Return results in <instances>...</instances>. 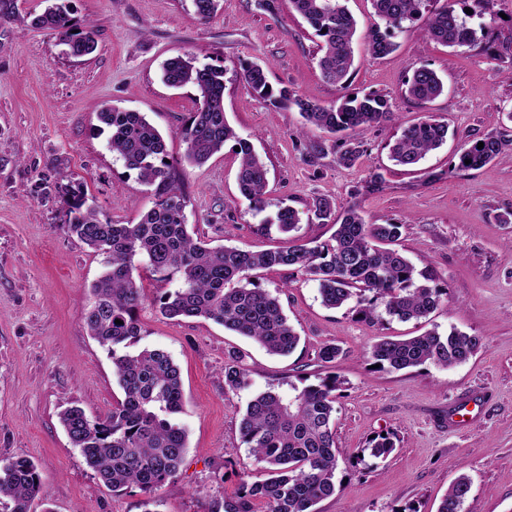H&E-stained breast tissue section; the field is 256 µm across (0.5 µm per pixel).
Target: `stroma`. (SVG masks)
I'll return each instance as SVG.
<instances>
[{"label": "stroma", "mask_w": 512, "mask_h": 512, "mask_svg": "<svg viewBox=\"0 0 512 512\" xmlns=\"http://www.w3.org/2000/svg\"><path fill=\"white\" fill-rule=\"evenodd\" d=\"M76 26L98 31L96 51L64 53L57 39L30 25L44 0H11L0 22V459L33 460L49 487L53 512H145L144 494H113L99 484L62 428L67 404L102 417L123 393L112 360L92 340L83 314L86 287L103 271L99 257L61 229L66 186L83 184L117 224L137 223L153 195L126 169L98 130L106 105L143 113L163 134L187 197L188 224L215 245L242 249L285 246L289 238L261 230V216L240 199L239 158L232 145L196 167L184 162L178 131L197 108L192 87L172 89L161 79L165 60L190 54L224 70V110L236 131L250 138L267 168L271 207L289 206L302 221L298 239L324 241L330 224L305 219L320 196L337 211L359 205L377 224L401 222L403 254L426 272L446 301L428 320L379 323L349 308L322 305L317 286L299 273L276 268L260 285L277 294L301 336L289 357L272 356L253 341L208 321L162 319L152 304L166 285L142 272L148 298L139 318L142 344L167 350L178 364L184 394L180 421L188 448L174 482L157 496L159 512H207L211 499L235 495L240 472H264L240 441L238 425L251 395L288 392L300 379L336 373L343 381L334 427L340 469L335 495L317 512H437L449 485L471 479L464 512H512V0H498V19L486 50H452L428 39L423 21L393 29L396 50L376 59L356 41L347 87L323 80L319 37L277 0L275 11L257 0H222L198 21L190 0H68ZM264 61L273 87L286 86L323 104L343 93L386 95L393 122L368 131L355 166L338 163L335 150L309 161L306 147L320 131L301 132L296 109L276 108L254 95L241 67ZM428 66L443 79V94L421 107L404 93L414 68ZM447 121L458 135L405 168L389 159L402 127L425 112ZM510 138V145L475 171L449 173L464 137ZM386 180L379 193L366 183ZM481 337L466 363L441 369L427 364L390 372L373 368L370 351L386 336H416L430 327ZM340 346L332 366L317 359L322 345ZM245 352L249 390L224 389V352ZM483 399L465 427L448 424V411L467 394ZM393 435L395 451L372 467L356 456L371 436Z\"/></svg>", "instance_id": "1"}]
</instances>
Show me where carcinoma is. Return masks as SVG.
<instances>
[{"label":"carcinoma","instance_id":"cac0c4a2","mask_svg":"<svg viewBox=\"0 0 512 512\" xmlns=\"http://www.w3.org/2000/svg\"><path fill=\"white\" fill-rule=\"evenodd\" d=\"M221 0H192L194 15L206 21ZM427 0H372L379 23L366 33L374 57L391 54L395 44L390 29L423 15ZM439 3L427 17L425 33L451 49L480 46L496 22V0H481L488 22L470 26L458 11L461 0ZM321 40L318 60L322 77L344 87L354 64V17L343 0H289ZM31 25L53 35L74 56H86L97 48L94 27L79 31L64 0L32 18ZM241 78L258 97L276 108L294 107L304 126L314 127L333 138L337 160L352 166L365 153L363 135L393 120L389 99L377 92L321 105L286 86L273 87L268 65L251 62ZM162 80L172 88L193 87L197 111L189 114L179 130L186 144L185 159L195 166L207 163L232 141L240 148L238 187L248 207L263 212L267 168L254 152L250 139L230 125L224 112V69L200 64L190 55L176 56L162 66ZM444 91L437 72L424 65L412 70L406 95L422 106ZM99 130L109 132L108 146L124 166L152 187L153 206L136 224H114L87 203L81 185L66 189L68 208L62 224L68 236L77 239L102 258L105 271L89 287L90 302L83 320L91 336L112 358L113 373L123 393L112 412L90 417L74 404L66 406L59 419L73 447L80 450L100 483L114 493L134 488L154 494L179 473L187 448L188 432L178 420L183 412L180 371L172 356L160 348L139 349L147 330L138 312L146 298L135 272L147 265L159 280L176 286L153 300L159 314L170 320L204 319L260 344L267 353L288 356L300 336L284 314L278 296L260 287L259 274L274 268H289L317 284L322 304L331 309L354 303L352 311L366 321L382 315L407 322L433 313L443 293L429 285L431 278L396 249L404 224H375L360 208L349 207L336 214V205L324 197L313 200L308 221L332 224L336 230L326 241L309 240L286 249L250 250L224 245L210 247L189 231L187 201L171 164L167 145L159 131L136 111L105 106L97 113ZM448 123L429 113L401 130L390 146L397 165L414 167L448 141ZM484 143L478 148V143ZM506 145L499 135L468 140L460 149L453 169L478 170L490 163ZM269 222L290 234L298 229L295 209H277ZM121 323H115V320ZM482 346L479 336L452 327L441 334L435 328L405 339L384 337L371 349L373 364L380 369L401 371L433 364L450 368L467 362ZM250 371L242 354H224V390L237 392L249 386ZM343 381L336 375L317 377V382L291 392L273 390L252 397L239 421L241 442L249 457L266 474L262 481L241 480L232 497L212 499L208 512H254L255 502L266 512H315L314 506L336 493L339 453L332 427L337 391ZM395 449L389 435H377L361 450L362 456L385 458ZM468 476L460 475L449 487L438 512H462L470 492ZM48 504V491L33 461L19 457L0 460V512H30L35 502Z\"/></svg>","mask_w":512,"mask_h":512}]
</instances>
